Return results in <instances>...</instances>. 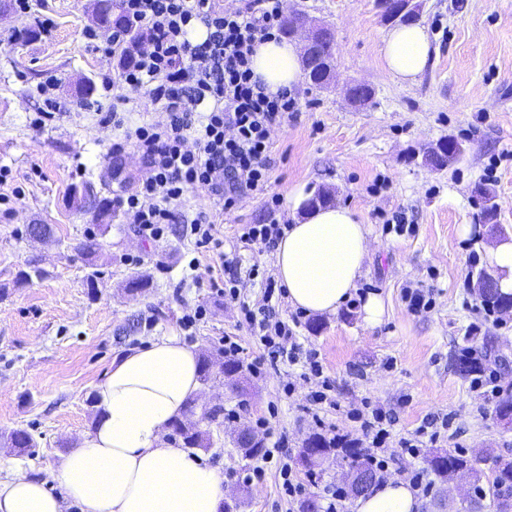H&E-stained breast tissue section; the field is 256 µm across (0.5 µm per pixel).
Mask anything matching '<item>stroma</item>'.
I'll return each instance as SVG.
<instances>
[{"label":"stroma","instance_id":"1","mask_svg":"<svg viewBox=\"0 0 512 512\" xmlns=\"http://www.w3.org/2000/svg\"><path fill=\"white\" fill-rule=\"evenodd\" d=\"M379 0H282L313 23L332 28L335 54L330 84L301 79L292 94L297 112L271 136V179L266 193L242 190L234 209L224 212L203 188L189 189L179 208L215 222L224 248L235 251L242 269L258 266V279L244 278L250 302L262 298L260 278L276 272L270 252L241 247L243 225L277 219L295 223L296 195L312 197L330 190L334 204L350 208L370 230L368 259L356 287L334 315H297L287 298L278 301L282 319H297L295 333L316 349L332 385L336 408L323 419L339 432L358 425L350 409L371 404L393 410L397 439L410 437L430 414L452 418L447 440L427 445L418 466L439 452L471 454L494 449L512 460V428L504 427L497 400L472 385L473 373L460 372L466 355L485 356L486 369L497 371L502 385H512V312L486 313L474 289L487 269L486 251L496 233L483 219L477 186L496 191L499 231L512 232V0H420L418 22L429 34L433 63L413 84L397 81L384 68L382 38L390 25ZM23 14L15 0L0 10V168L10 172L7 186L14 212L0 220V475L20 472L46 479L60 493L55 475L79 436L96 415L95 392L115 356L158 336H176L197 354L223 359L221 339L238 337L244 348L242 371L224 377L213 371L203 381L198 404H223L239 417L212 428L213 444L202 460L224 478L235 506L232 512H300L280 495L278 460L244 456L235 448L237 429L254 428L268 418L275 433L288 438V463L298 478H314L308 497L319 498L325 485L342 482L334 462L307 465L301 450L316 427L303 413L312 390L300 381L299 366H284L253 376L247 364L259 350L240 321L237 303L208 285L222 278L213 252L197 247L185 225L173 224L163 240L138 236L126 216L113 221L94 261L74 246L96 233L92 215L72 209V187L86 181H111L113 197L145 179L148 169L134 147L121 154L122 172L111 177L107 153L111 129L95 114L112 107L104 91L88 100L80 89L100 81L110 58L85 38L97 28L94 0H30ZM46 20L50 32L26 44L12 41L34 19ZM58 80L62 111L45 131L35 120L45 106L38 88L48 76ZM369 84L374 92L362 105L350 102L347 86ZM440 140L462 147L458 160L442 171L421 158ZM278 197L270 210L267 200ZM401 213L408 231L397 232L389 219ZM31 224H48V240L29 237ZM32 260L46 275L30 283L17 275ZM198 261L190 269L189 261ZM95 284H88L90 271ZM141 276L149 286L128 292ZM205 285H198V278ZM420 288L432 303L418 311L408 306L407 290ZM381 298V323L365 322L368 296ZM206 314L192 331L181 317L196 308ZM294 383L291 396L282 388ZM27 430L35 447L18 451L4 440L13 430ZM264 480L252 479L256 466ZM472 479L436 481L420 512H466Z\"/></svg>","mask_w":512,"mask_h":512}]
</instances>
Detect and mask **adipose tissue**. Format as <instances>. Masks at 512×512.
<instances>
[{
  "instance_id": "obj_1",
  "label": "adipose tissue",
  "mask_w": 512,
  "mask_h": 512,
  "mask_svg": "<svg viewBox=\"0 0 512 512\" xmlns=\"http://www.w3.org/2000/svg\"><path fill=\"white\" fill-rule=\"evenodd\" d=\"M433 48L425 27L400 25L383 37L389 73L413 82ZM251 67L266 92L292 89L301 78L295 42L257 43ZM275 250L277 277L290 305L307 314H334L350 299L368 255L367 229L343 206L309 207ZM196 353L178 337L163 336L112 362L96 391L98 415L62 460L56 495L35 477L0 480V512H63L64 499L80 512H224V479L193 451L165 438L200 388ZM407 482L388 481L358 498L355 512H419Z\"/></svg>"
}]
</instances>
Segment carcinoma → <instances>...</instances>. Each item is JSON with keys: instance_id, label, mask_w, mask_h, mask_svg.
<instances>
[{"instance_id": "obj_1", "label": "carcinoma", "mask_w": 512, "mask_h": 512, "mask_svg": "<svg viewBox=\"0 0 512 512\" xmlns=\"http://www.w3.org/2000/svg\"><path fill=\"white\" fill-rule=\"evenodd\" d=\"M94 10L101 26H112V2L110 0H95ZM334 48L333 40L328 38L318 45V56L305 60L304 68L310 79L317 80L321 75L322 66L330 58ZM84 193L80 196L70 197L71 207L85 213H91L96 218L100 234H105L112 224V188L110 184L103 183L97 188L91 183L83 184ZM476 286L482 302L496 309L506 306L512 307V297L504 298L497 287L493 275L485 271L477 274ZM194 400L187 402L184 417L178 418L170 424L173 435L182 439L185 448H206L210 445L209 431L200 429L198 423L190 420L195 414ZM200 421L207 426L224 425V406L213 405L202 413ZM238 447L248 457L263 455V445L250 442L247 431L240 430L235 439ZM9 444L13 448H31L35 445L32 435L24 429H16L9 436ZM306 461L315 466L325 460L333 459L341 466L350 467L360 472L371 473L368 457L358 448H346L336 452V446L322 436L313 435L308 438L302 450ZM493 461V480L488 486L487 493L480 497H489L495 512H512V460L496 458L488 453V449L480 448L468 456L441 453L429 460L431 469L444 480L452 479L459 470L468 471L474 481L482 478L481 465Z\"/></svg>"}]
</instances>
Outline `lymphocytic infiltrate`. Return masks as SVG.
<instances>
[{
  "instance_id": "1",
  "label": "lymphocytic infiltrate",
  "mask_w": 512,
  "mask_h": 512,
  "mask_svg": "<svg viewBox=\"0 0 512 512\" xmlns=\"http://www.w3.org/2000/svg\"><path fill=\"white\" fill-rule=\"evenodd\" d=\"M124 24L101 32L88 31L89 39L104 43L107 57L117 61L116 72H104L102 87L111 92L115 110L99 115L111 127L110 155L134 145L150 175L118 203L139 235L162 239L172 224L189 225L198 242L221 251L214 223L190 217L176 207L184 193L207 188L231 211L242 190L264 191L270 178V134L296 110L291 92L266 93L251 69L256 42L279 36L283 30L281 0H248L231 8L218 0H122ZM206 36L191 37L195 26ZM142 90L166 114L162 124L131 126L124 111L129 91ZM230 286L225 298L237 302L261 355L249 364L262 376L278 364L301 368L300 377L316 382L303 411L317 413L332 404L331 386L323 376L319 355L298 342L272 300L277 282L263 281L261 302L243 300L239 258L222 259ZM359 435L339 434L338 447L365 448L378 481H385L390 458L388 441L396 417L382 408L360 416Z\"/></svg>"
}]
</instances>
